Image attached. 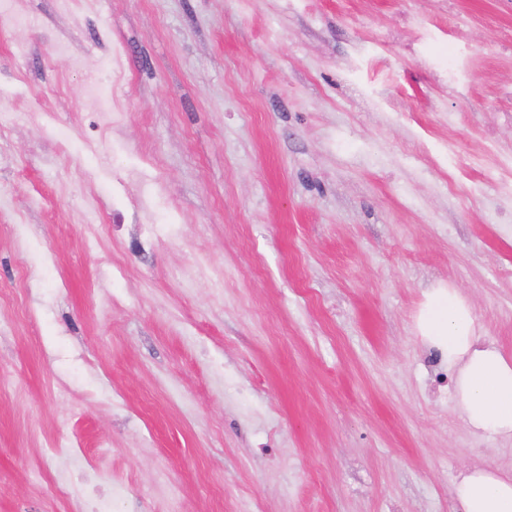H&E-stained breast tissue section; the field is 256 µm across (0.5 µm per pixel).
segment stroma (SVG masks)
<instances>
[{"label":"stroma","instance_id":"stroma-1","mask_svg":"<svg viewBox=\"0 0 512 512\" xmlns=\"http://www.w3.org/2000/svg\"><path fill=\"white\" fill-rule=\"evenodd\" d=\"M508 31L512 0H0V512H459L512 471L416 329L449 284L512 354ZM462 512H512V474L476 468L457 484Z\"/></svg>","mask_w":512,"mask_h":512}]
</instances>
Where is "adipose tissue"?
Segmentation results:
<instances>
[{"instance_id":"1","label":"adipose tissue","mask_w":512,"mask_h":512,"mask_svg":"<svg viewBox=\"0 0 512 512\" xmlns=\"http://www.w3.org/2000/svg\"><path fill=\"white\" fill-rule=\"evenodd\" d=\"M419 336L457 367L456 405L476 433L512 436V355L481 343L471 303L455 287L438 288L417 322ZM462 512H512V474L476 468L457 485Z\"/></svg>"}]
</instances>
